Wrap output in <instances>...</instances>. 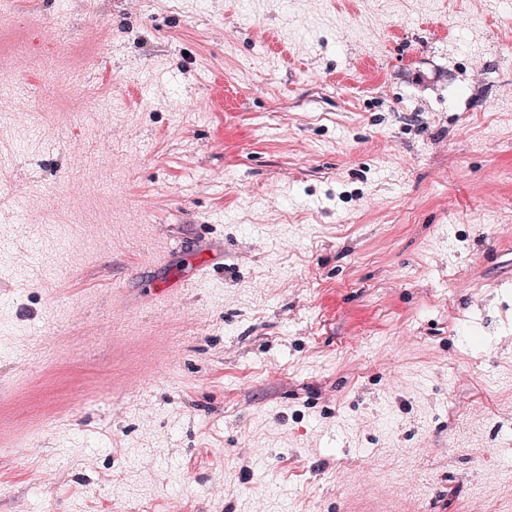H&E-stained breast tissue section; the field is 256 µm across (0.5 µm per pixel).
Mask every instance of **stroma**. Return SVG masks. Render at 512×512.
<instances>
[{
  "instance_id": "stroma-1",
  "label": "stroma",
  "mask_w": 512,
  "mask_h": 512,
  "mask_svg": "<svg viewBox=\"0 0 512 512\" xmlns=\"http://www.w3.org/2000/svg\"><path fill=\"white\" fill-rule=\"evenodd\" d=\"M4 2L0 512H512V0Z\"/></svg>"
}]
</instances>
